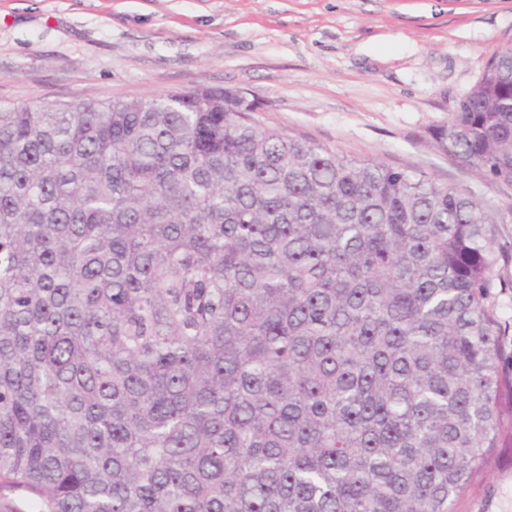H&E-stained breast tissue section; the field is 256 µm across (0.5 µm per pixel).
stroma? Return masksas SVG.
Listing matches in <instances>:
<instances>
[{
    "label": "stroma",
    "instance_id": "obj_1",
    "mask_svg": "<svg viewBox=\"0 0 512 512\" xmlns=\"http://www.w3.org/2000/svg\"><path fill=\"white\" fill-rule=\"evenodd\" d=\"M510 45L512 0H0V102L243 91L261 124L492 213L495 304L512 321V184L434 140ZM454 512H512L511 453L489 457Z\"/></svg>",
    "mask_w": 512,
    "mask_h": 512
}]
</instances>
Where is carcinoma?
<instances>
[{
    "label": "carcinoma",
    "instance_id": "obj_1",
    "mask_svg": "<svg viewBox=\"0 0 512 512\" xmlns=\"http://www.w3.org/2000/svg\"><path fill=\"white\" fill-rule=\"evenodd\" d=\"M508 72L435 141L512 184ZM253 112L0 103V489L36 512H454L512 448L494 217Z\"/></svg>",
    "mask_w": 512,
    "mask_h": 512
}]
</instances>
